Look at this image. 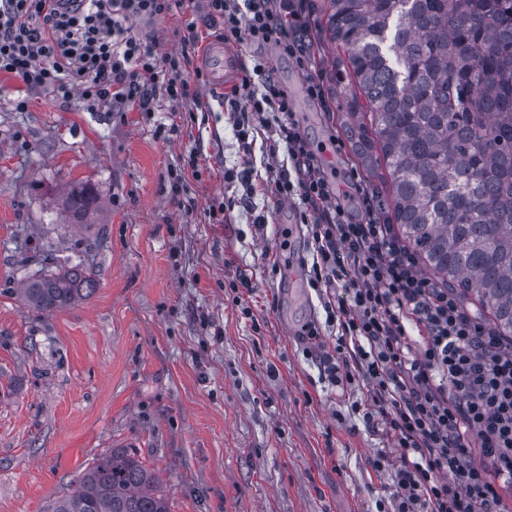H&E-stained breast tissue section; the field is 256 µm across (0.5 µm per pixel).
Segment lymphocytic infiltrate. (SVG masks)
<instances>
[{
    "label": "lymphocytic infiltrate",
    "mask_w": 512,
    "mask_h": 512,
    "mask_svg": "<svg viewBox=\"0 0 512 512\" xmlns=\"http://www.w3.org/2000/svg\"><path fill=\"white\" fill-rule=\"evenodd\" d=\"M203 10L227 45L267 46L308 72L300 0H0V73L60 100L80 95L88 108L136 105L151 113L149 84L175 103L196 100L203 71L187 74L185 54H158L133 34L131 19L171 7ZM261 79L242 78L226 101L240 138L269 134L290 168L270 170L263 191L298 199L308 224L311 283L327 290V320L341 335L320 362L332 384L369 386L363 418L384 426L399 452L373 461L395 466V512H503L494 476L512 479V340L470 313L458 289L423 276L415 252L380 215L358 173L347 185L358 210L323 173L287 92L265 63ZM424 342L414 354L408 327Z\"/></svg>",
    "instance_id": "f902f5d3"
}]
</instances>
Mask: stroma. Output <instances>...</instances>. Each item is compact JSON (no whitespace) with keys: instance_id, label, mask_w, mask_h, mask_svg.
<instances>
[{"instance_id":"obj_1","label":"stroma","mask_w":512,"mask_h":512,"mask_svg":"<svg viewBox=\"0 0 512 512\" xmlns=\"http://www.w3.org/2000/svg\"><path fill=\"white\" fill-rule=\"evenodd\" d=\"M191 23L188 67L202 69L217 35L202 14L175 7L133 30L166 54ZM323 25L312 12L308 74L267 47L233 51L240 70L273 69L318 153L348 122ZM311 74L325 103L307 94ZM225 94L209 83L199 103L174 107L156 87L146 120L0 74V512H44L115 448L154 472L171 512H394L393 473L372 466L381 451L397 458L393 441L354 408L366 385L324 377L315 349L337 331L317 292L284 272L312 262L297 203L257 192L246 209L242 186L224 181L248 168L260 183L272 162L265 137L242 147ZM192 153L199 180L183 166ZM86 185L100 207L80 227L63 199ZM78 263L92 294L53 312L21 307L23 282ZM311 324L319 339L306 337Z\"/></svg>"}]
</instances>
